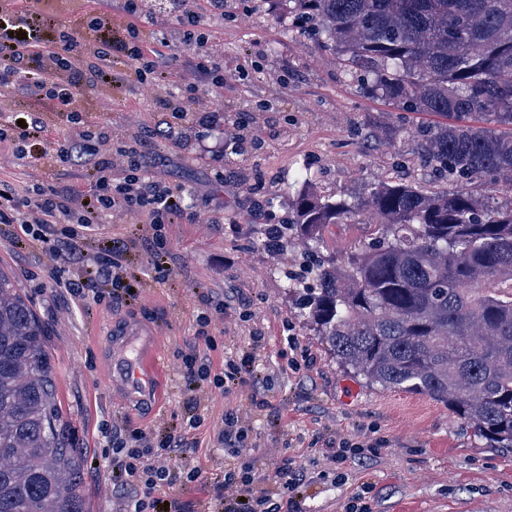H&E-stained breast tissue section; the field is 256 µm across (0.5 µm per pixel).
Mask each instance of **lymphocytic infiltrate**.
<instances>
[{"instance_id":"lymphocytic-infiltrate-1","label":"lymphocytic infiltrate","mask_w":512,"mask_h":512,"mask_svg":"<svg viewBox=\"0 0 512 512\" xmlns=\"http://www.w3.org/2000/svg\"><path fill=\"white\" fill-rule=\"evenodd\" d=\"M39 3L29 0L27 12L12 22L9 32L0 34V112L10 111L12 101L25 97L49 102L55 111L67 113L78 130L57 143L54 157L60 163L78 160L89 167L94 188L86 192L39 186L22 193L0 181V223L24 225L28 233L45 243L57 268L78 267L77 275L62 282L71 296L85 297L99 282L111 283L113 295H125L131 279L122 251L106 245L93 262H86L75 241L60 239L58 227H86L102 216L139 214L155 229L146 245L154 270L158 278L169 275L163 229L168 224L193 223L194 216L182 187L155 178L151 147L156 141H183L193 122L223 125L224 108L204 104L200 94V77L214 75L211 58L200 57L179 68L165 67L160 51L143 39L141 27L146 24L162 34L174 24L181 42H201L197 0H165L155 12L145 11L144 0H123L128 21L122 27L97 17L85 24L59 23L46 40L34 34V22L42 16ZM214 77L215 86H223V76ZM132 79L153 86L154 106L169 113V120L161 122L150 135L128 137L118 146L107 134L93 135L80 129L86 91L119 86ZM185 368L186 387L191 391L207 379L221 389L247 376L252 379L253 390L264 387L249 355L226 359L223 374L217 376L211 375L207 361L195 356L186 361ZM248 431V425L237 415L225 414L219 436L227 461L223 512H303L295 490L304 475L292 459L283 460L279 466L276 490L257 487L251 465L241 460ZM145 438V432H134L131 447L113 449L112 489L121 501L133 503V512H166L154 492L168 483L177 462L175 452L187 442L184 436L170 435L152 447L146 445Z\"/></svg>"}]
</instances>
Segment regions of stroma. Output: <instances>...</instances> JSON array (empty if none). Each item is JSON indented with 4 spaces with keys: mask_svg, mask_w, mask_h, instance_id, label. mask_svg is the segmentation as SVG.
Listing matches in <instances>:
<instances>
[{
    "mask_svg": "<svg viewBox=\"0 0 512 512\" xmlns=\"http://www.w3.org/2000/svg\"><path fill=\"white\" fill-rule=\"evenodd\" d=\"M41 8L58 21L76 23L101 10L113 25L127 21L121 0H43ZM224 12L220 20L201 15L207 49L224 69L223 87L206 80L202 88L223 105L224 129L195 126L181 144L157 146L156 178L184 186L196 216L194 223L165 228V279H157L140 243L142 216L91 225L80 241L88 258L104 239L124 247L140 290L120 300L106 284L98 296L74 299L57 285L46 248L21 225L0 223V268L48 331L58 408L84 450L86 512H117L112 435L139 429L157 439L184 432L192 443L158 498L175 501L178 512H219L224 451L217 436L229 411L251 426L243 456L263 488L275 490L283 459L307 471L300 488L307 512H345L348 499L366 485L371 512H512V450L486 447L428 396L384 390L340 367L284 290L283 273L297 269L305 240L293 239L281 252L264 246V226L288 221V185L302 167L315 172L322 194L337 198L365 196L374 184L396 178L427 185L430 170L417 139H392L384 129L391 122L430 125L436 115L401 112L360 93L315 37L299 32L284 0H226ZM101 95L111 100L108 111L94 107ZM153 99L148 84L90 93L84 126L125 137L147 133L160 118ZM43 118L45 157L21 159L0 145V180L20 190L35 184L90 190L86 166L50 157L73 124L60 112ZM219 138L220 161L206 151ZM227 288L252 297L250 315H212L208 339L197 338L208 299ZM130 320L152 329L164 360L155 399L135 407L103 382L112 338ZM257 329L264 341L254 349ZM196 352L208 356L215 374L223 372L225 357L253 353L259 371L271 377L266 406L253 407L246 386L225 392L206 380L187 391L183 362ZM192 416L200 419L194 428ZM344 439L380 440L384 449L371 460L346 461L345 479L335 483L323 476L331 466L327 453ZM193 468L201 472L199 481L185 478Z\"/></svg>",
    "mask_w": 512,
    "mask_h": 512,
    "instance_id": "1",
    "label": "stroma"
}]
</instances>
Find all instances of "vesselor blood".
<instances>
[{"instance_id":"obj_1","label":"vessel or blood","mask_w":512,"mask_h":512,"mask_svg":"<svg viewBox=\"0 0 512 512\" xmlns=\"http://www.w3.org/2000/svg\"><path fill=\"white\" fill-rule=\"evenodd\" d=\"M161 365L151 337L134 326L113 344L112 362L107 368L108 386H121L126 400L144 401L154 393L155 373Z\"/></svg>"}]
</instances>
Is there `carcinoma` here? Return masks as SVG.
<instances>
[{"label":"carcinoma","mask_w":512,"mask_h":512,"mask_svg":"<svg viewBox=\"0 0 512 512\" xmlns=\"http://www.w3.org/2000/svg\"><path fill=\"white\" fill-rule=\"evenodd\" d=\"M359 90L446 121L418 129L434 190L398 180L357 200L306 190L295 230L319 242L363 217L346 258L308 251L286 275L336 362L371 385L430 396L490 448H512V0H288ZM489 117L499 129L477 125ZM509 197L503 204L493 194ZM47 329L0 271V512H86L83 454L55 400Z\"/></svg>","instance_id":"obj_1"}]
</instances>
